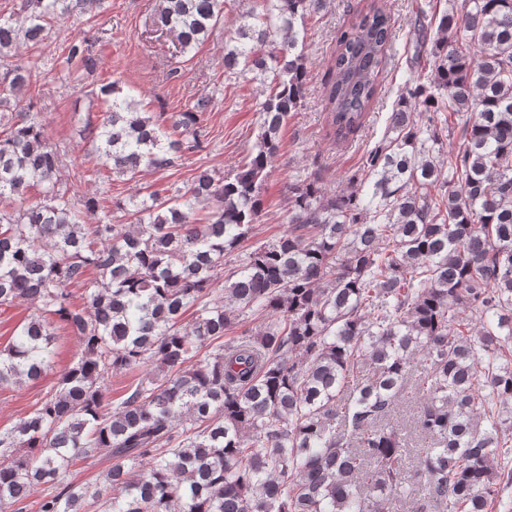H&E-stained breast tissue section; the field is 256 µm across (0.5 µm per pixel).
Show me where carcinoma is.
<instances>
[{"instance_id": "carcinoma-1", "label": "carcinoma", "mask_w": 512, "mask_h": 512, "mask_svg": "<svg viewBox=\"0 0 512 512\" xmlns=\"http://www.w3.org/2000/svg\"><path fill=\"white\" fill-rule=\"evenodd\" d=\"M238 18L224 71L269 81L256 152L233 175L206 171L173 193L117 205L121 224H88L100 198L78 199L34 106L0 114V305L27 300L65 319L84 346L31 416L0 434V508L42 484L63 485L38 512H490L512 484V0L418 8L416 75L386 135L368 152L362 190L328 196L314 172L289 186L292 230L213 285L224 256L262 213V183L280 132L301 103L307 68L296 22L321 0H264ZM102 0H14L0 12V108L36 67L9 62L42 46L54 23ZM224 0H159L157 21L179 53L199 49ZM395 22L367 0L336 40L325 86L326 136L345 140L379 95ZM89 73L88 39L65 46ZM89 129L99 165L136 177L202 147L206 102L167 119L103 88ZM457 133L441 177L442 133ZM208 210L205 221L196 218ZM85 288L84 306L68 286ZM192 311L191 326L181 324ZM257 338L224 340L239 318ZM50 324L24 323L0 352V386L52 366ZM153 365L118 407L112 373ZM415 406L397 413L406 394ZM422 459L423 486L407 457ZM111 460L95 487L67 481L79 458Z\"/></svg>"}]
</instances>
